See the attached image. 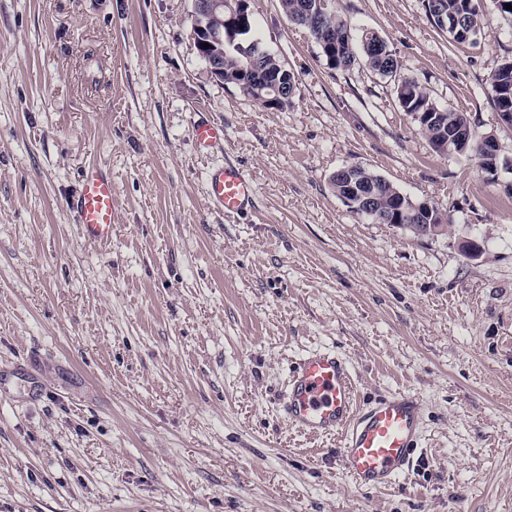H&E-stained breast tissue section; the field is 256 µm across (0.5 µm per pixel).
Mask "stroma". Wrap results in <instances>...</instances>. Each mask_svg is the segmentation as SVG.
I'll use <instances>...</instances> for the list:
<instances>
[{"mask_svg":"<svg viewBox=\"0 0 512 512\" xmlns=\"http://www.w3.org/2000/svg\"><path fill=\"white\" fill-rule=\"evenodd\" d=\"M335 5L496 137L497 171L434 152L396 78L331 68L279 0L249 6L297 79L281 110L210 77L192 0H0V512H512V128L489 83L512 16L480 0L482 33L453 44L422 0ZM201 117L224 125L205 156ZM227 161L253 176L252 215L207 202ZM93 162L108 247L68 208ZM351 165L448 232L351 212L330 182ZM315 349L350 362L358 403L419 396V464L394 488L358 490L338 437L283 416Z\"/></svg>","mask_w":512,"mask_h":512,"instance_id":"35a3bbf8","label":"stroma"}]
</instances>
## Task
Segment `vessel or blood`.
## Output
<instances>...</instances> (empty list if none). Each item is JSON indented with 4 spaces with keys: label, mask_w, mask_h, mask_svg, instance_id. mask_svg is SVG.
<instances>
[{
    "label": "vessel or blood",
    "mask_w": 512,
    "mask_h": 512,
    "mask_svg": "<svg viewBox=\"0 0 512 512\" xmlns=\"http://www.w3.org/2000/svg\"><path fill=\"white\" fill-rule=\"evenodd\" d=\"M192 136L199 152L206 154L223 144L224 127L198 120ZM255 195L254 183L240 165L228 161L210 168L207 199L213 209L239 216L250 211ZM112 207L110 175L100 165H88L70 200L84 240L111 241ZM283 411L289 423L304 433L339 436L344 469L359 489L388 488L416 467L422 432L418 397L397 392L358 406L349 364L334 351L310 352L292 366Z\"/></svg>",
    "instance_id": "b4317fda"
}]
</instances>
